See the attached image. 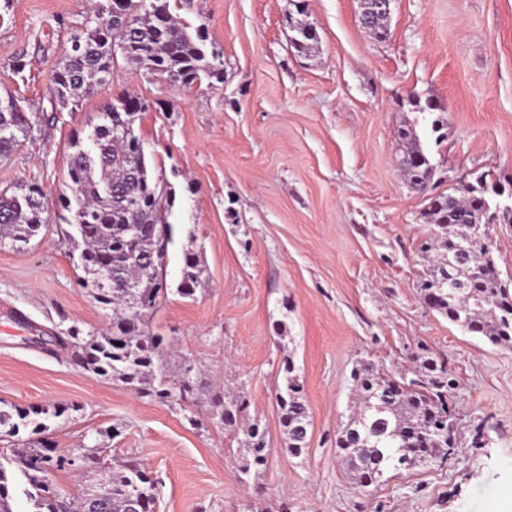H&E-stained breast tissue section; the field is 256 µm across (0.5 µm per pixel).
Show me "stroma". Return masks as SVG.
<instances>
[{"mask_svg":"<svg viewBox=\"0 0 512 512\" xmlns=\"http://www.w3.org/2000/svg\"><path fill=\"white\" fill-rule=\"evenodd\" d=\"M98 3L0 0V96L51 111V77ZM170 9L204 27L223 82L186 89L120 63L0 161V193L39 182L50 219L29 243L0 247V406L66 407L45 416L48 436L62 450L101 448L107 462L82 477L56 472L54 489L104 482L133 459L158 480V512H504L512 348L429 310L419 284L429 268L421 246L437 235L430 194L485 172L512 180V0H395L383 41L360 26L357 0H170ZM300 22L316 33L306 55L291 46ZM125 94L145 103L136 132L176 192L168 296L147 329L168 337L172 373L196 367L197 394L181 405L93 375L54 342L73 326L110 328L69 257L59 194L74 132L89 134ZM411 126L433 165L426 195L400 165ZM189 249L203 274L185 298L176 288ZM423 349L455 380V444L447 459L361 488L336 448L351 369L365 358L404 371ZM288 357L312 422L297 458L275 403ZM227 390L245 393L272 450L245 483L236 435L209 416Z\"/></svg>","mask_w":512,"mask_h":512,"instance_id":"stroma-1","label":"stroma"}]
</instances>
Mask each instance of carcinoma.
I'll return each mask as SVG.
<instances>
[{
  "label": "carcinoma",
  "mask_w": 512,
  "mask_h": 512,
  "mask_svg": "<svg viewBox=\"0 0 512 512\" xmlns=\"http://www.w3.org/2000/svg\"><path fill=\"white\" fill-rule=\"evenodd\" d=\"M202 29L190 33L170 12L169 0H126L122 14L112 18V7H100L85 31L71 39L70 49L52 79L54 100L60 109L76 107L95 86L112 72L115 63L143 66L152 60V74L189 87L202 78L223 80V62L207 57L202 49ZM11 106L0 107V160L9 157L20 139L34 125L54 124L56 113H29L10 96ZM139 113L112 106L101 116L90 136L98 140V151L90 157L80 136L72 139L65 187L64 209L72 211L70 225L80 230V262L83 287L98 304L112 310V332L81 336L73 326L58 337L63 347H74V361L96 376L120 381L142 397L161 402L185 401L195 390L193 368L187 366L174 381L165 370L163 338L142 328L144 319L167 296L162 272L172 242V226L166 213L176 201L171 185L151 173L140 138L131 131L125 138L112 137V123L135 125ZM403 159L404 175L411 188L420 191L432 175V164L416 130L407 131ZM488 174L478 176L474 188L461 186L448 198L433 197L428 214L442 239L440 255L445 262L433 264L420 287L425 306L494 346L512 347V276L503 277L494 257L493 245L474 246L460 252L470 234V223L493 206ZM48 226L44 192L37 182L19 192L0 196V246L27 244ZM112 275V287L101 286V272ZM201 275L199 256L184 254L177 292L194 295ZM417 365L404 373H393L374 362L360 359L352 369L353 406L336 431L339 448L356 483L367 488L384 482L386 473L428 465L448 456L454 447L448 397L455 388L445 362L420 354ZM284 384L275 400L280 412L284 445L291 455L301 456L308 438L299 427L310 426V414L302 395L295 364L283 365ZM246 403L238 396L213 403L211 419L242 435L240 476L250 477L267 463L266 429L245 415ZM42 411L15 407L0 409V436L14 437L31 426L42 428ZM87 454L98 458L95 448H74L60 453L48 441H27L14 449L10 462L26 478L27 498L33 512H84L89 491L80 488L60 498L51 484L56 471L68 468L65 457ZM14 481L0 464V512H12ZM99 490L108 495L106 512H127L128 495L139 494L141 512H154L156 483L136 461L118 465L112 479Z\"/></svg>",
  "instance_id": "obj_1"
}]
</instances>
